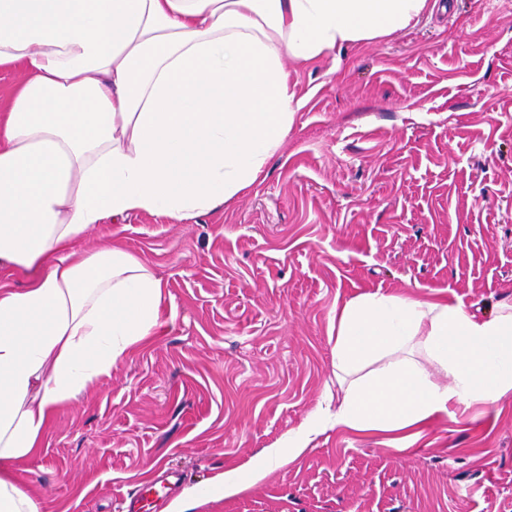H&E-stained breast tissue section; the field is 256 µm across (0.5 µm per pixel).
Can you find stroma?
<instances>
[{
	"label": "stroma",
	"instance_id": "stroma-1",
	"mask_svg": "<svg viewBox=\"0 0 512 512\" xmlns=\"http://www.w3.org/2000/svg\"><path fill=\"white\" fill-rule=\"evenodd\" d=\"M437 5L293 72L288 138L235 204L191 224L137 213L81 240L157 271L163 325L17 464L42 512H117L167 467L186 489L265 470L195 512H512V392L431 420L401 450L326 428L289 463L264 456L340 393L337 303L512 304V0Z\"/></svg>",
	"mask_w": 512,
	"mask_h": 512
}]
</instances>
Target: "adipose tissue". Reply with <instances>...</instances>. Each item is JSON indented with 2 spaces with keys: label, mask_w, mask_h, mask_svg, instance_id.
Segmentation results:
<instances>
[{
  "label": "adipose tissue",
  "mask_w": 512,
  "mask_h": 512,
  "mask_svg": "<svg viewBox=\"0 0 512 512\" xmlns=\"http://www.w3.org/2000/svg\"><path fill=\"white\" fill-rule=\"evenodd\" d=\"M436 0H0V512H42L15 477L55 414L161 325L163 281L117 243L76 241L136 213L184 224L235 201L300 108L291 67L415 26ZM337 408L319 425L400 434L512 391V308L364 294L334 311ZM417 344L428 358L405 353ZM382 360L370 371L371 360Z\"/></svg>",
  "instance_id": "1"
}]
</instances>
